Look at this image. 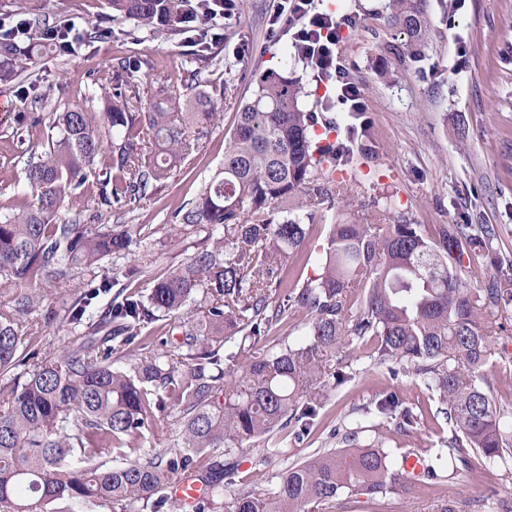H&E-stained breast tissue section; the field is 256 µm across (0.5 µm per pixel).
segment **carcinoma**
I'll return each instance as SVG.
<instances>
[{"label": "carcinoma", "instance_id": "cac0c4a2", "mask_svg": "<svg viewBox=\"0 0 512 512\" xmlns=\"http://www.w3.org/2000/svg\"><path fill=\"white\" fill-rule=\"evenodd\" d=\"M425 0H389L390 19L414 51L427 23ZM112 19L150 31L201 28L209 0H108ZM49 43L0 40V81L13 80ZM301 86L268 68L245 101L224 150V167L176 214L178 231L199 238L195 253L145 290L112 292L98 272L106 258L140 248L133 279L152 263L150 234L135 224L94 227L59 218L66 197L85 186L102 154L96 128L121 137L98 173L106 205L134 202L149 181L170 176L203 149L201 130L215 103L198 92L177 115L166 102L146 112L116 92L103 111L79 107L49 114L48 150L23 171L26 205L0 217V512H183L168 492L189 473L207 489L195 512H325L343 492L396 490L383 445L317 451L288 467L275 490L237 486L235 450L253 439L266 455L284 435L318 424L327 370L336 349L373 343L380 363L418 366L451 424L439 467L474 470L499 461L509 470L512 410L490 393L483 367L498 321L512 311L509 270L478 286L463 277L495 250L489 224H444L428 236L419 225L355 224L339 219L323 247L322 272L288 290L281 272L304 246L309 208L334 201L325 171L350 163L338 141L312 145V113ZM77 282L68 294L58 285ZM283 293L275 296L272 289ZM80 335L53 354L42 332L59 318ZM201 310L182 338L149 335L163 317ZM305 313L304 342L253 355L288 317ZM124 355H119V352ZM177 410L171 448H147L149 419ZM378 410L411 426L423 414L397 397ZM133 457L112 466L110 460Z\"/></svg>", "mask_w": 512, "mask_h": 512}]
</instances>
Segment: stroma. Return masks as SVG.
<instances>
[{"mask_svg": "<svg viewBox=\"0 0 512 512\" xmlns=\"http://www.w3.org/2000/svg\"><path fill=\"white\" fill-rule=\"evenodd\" d=\"M272 5L273 0H236L221 36L208 38L202 56L184 33H152L128 21L105 23L107 0H0V20L19 12L29 16L33 38L48 20L71 19L84 32L112 27L111 35L79 54H40L15 81L0 82V99L13 105L0 121V213L23 206L22 171L32 152L47 147L48 127L34 124V117L73 105L100 112L107 92L136 94L144 111L152 103L206 90L216 116L196 160L177 167L168 179L149 182L130 204H99L96 182L88 180L84 194L67 198L59 214L82 224L153 229L154 262L135 280L148 287L195 252V238L174 233V214L223 167L226 136L259 74L284 65L304 86V106L320 119L316 137L342 139L363 124L372 146L368 153L354 150L346 172L334 174L336 203L317 208L302 251L284 271L288 283L320 272L322 247L337 216L361 223L371 212L378 213L380 223L406 218L430 233L443 224L493 225L495 250L466 274L474 285L489 280L501 260H512V0H463L457 10L448 0H428L427 32L415 56L406 51L407 35L389 18L388 0H318L319 10L358 17L357 25L344 30L339 51L351 78L365 90L368 112L362 120L338 103L332 84L295 56L288 35L270 31ZM458 37L471 47L460 72L453 69ZM33 85L42 103L22 100V90ZM20 128L29 131L22 141L16 136ZM491 349L485 377L492 395L507 404L512 402V317L503 320ZM336 368L350 379H328L326 407L310 435L287 439L275 455L254 446L239 448V481L273 489L290 465L318 450L341 447L350 432L359 445L384 444L397 472L408 452L427 463L443 452L442 440L450 433L446 416L437 395L407 363L380 364L370 346L353 345L337 349ZM390 393L405 404L421 405L424 421L407 430L387 421L375 404ZM490 497L512 502V479L497 463L429 485L406 479L383 496L345 493L332 512H442L448 504L455 512H488Z\"/></svg>", "mask_w": 512, "mask_h": 512, "instance_id": "35a3bbf8", "label": "stroma"}]
</instances>
